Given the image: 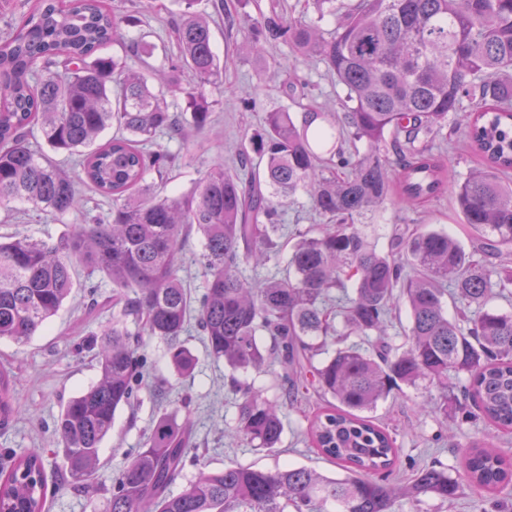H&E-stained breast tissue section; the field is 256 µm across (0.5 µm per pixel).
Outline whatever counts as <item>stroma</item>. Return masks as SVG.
Here are the masks:
<instances>
[{"label": "stroma", "mask_w": 512, "mask_h": 512, "mask_svg": "<svg viewBox=\"0 0 512 512\" xmlns=\"http://www.w3.org/2000/svg\"><path fill=\"white\" fill-rule=\"evenodd\" d=\"M159 2L160 11L143 15L140 26L130 30L131 36L143 37L152 45L149 62L156 67L165 64L174 49L173 21L177 9L175 0ZM199 7L214 15L213 47L224 61L223 84L221 88L205 90L208 99L215 102L209 128L191 133L184 140L160 137V144L173 157L169 178L160 188L165 195L187 191L215 162L236 166L244 136L260 128L266 112L285 108L300 117L316 110L338 114L343 111L342 90L322 61L303 56L283 43H268L262 53H253L243 30L229 26L225 15L214 13L213 0H201ZM246 99L252 101V109L243 108ZM434 149L454 177L483 165L458 133L436 139ZM77 195V209L57 221L44 219L39 212L17 202L0 205V234L18 231L35 238L57 237L72 225L82 223L85 212L97 214L108 208L106 200L85 186H78ZM404 224L443 228L462 244L470 242L469 228L449 193L410 207L398 199H389L370 216L367 231L378 249L384 251L395 227ZM92 285L103 302L93 312L86 307L88 288ZM111 293L112 284L105 276H90L85 269H78L71 297L39 335L22 346L0 342V363L10 365L16 375L15 412L0 425V453L21 455L33 448L43 453L51 488L48 512H103V504L112 494L114 478L126 465L128 453L140 446L154 418L180 407L185 397L190 400L193 448L181 476L171 484L170 493H179L187 480L202 469L236 464L258 468L294 464L337 474L335 465L304 443L307 419L321 401L319 393L313 390L298 388L293 404L284 407V432L278 448L257 450L236 438L238 399L224 384L229 369L208 356L199 332L193 328L183 339L195 357V367L191 377L184 380L176 379L172 373L163 343L143 336L141 352L165 389L163 398H156L153 389L141 388L137 403L118 412L112 432L102 444L100 465L89 487L66 486L55 423L65 403L98 379L93 353L86 350L85 344L110 322L112 311L104 302ZM438 396L433 387H406L379 404L375 416L393 432L399 448V460L388 477L390 483L407 484L416 469L426 465H437L451 473L459 471L462 458L458 443L482 438L481 420L468 417L462 407L449 408L444 414L436 411ZM510 505L512 494L490 498L468 493L445 504L435 498L424 499L419 510L498 512L499 507Z\"/></svg>", "instance_id": "35a3bbf8"}]
</instances>
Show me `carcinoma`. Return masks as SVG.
<instances>
[{
    "mask_svg": "<svg viewBox=\"0 0 512 512\" xmlns=\"http://www.w3.org/2000/svg\"><path fill=\"white\" fill-rule=\"evenodd\" d=\"M178 3V53L159 70L129 66L152 48L130 39L139 19L116 15L112 0H32L0 38V204L25 202L58 220L77 207L78 182L110 200L107 213L87 214L56 239L0 236V341L24 345L45 328L71 296L75 264L112 282V322L95 341L99 378L56 420L67 480L88 485L117 411L143 381L141 344L129 323L162 341L171 369L187 376L195 359L180 336L193 320L210 356L235 372L266 362L264 333L285 370L310 373L327 401L308 434L344 475L228 466L200 472L174 495L169 486L191 450L192 424L163 413L119 474L105 512H325L329 505L402 512L404 501L419 512L426 497L448 502L511 490L512 461L476 441L457 445L464 467L455 476L426 466L406 485L384 482L395 439L367 413L402 385L427 384L440 389L443 414L468 400L489 429H512V313L489 306L494 289L512 287V0H312L308 20L286 16L276 3L256 18L235 19L257 53L282 42L324 61L345 91L344 120L332 112H307L300 122L284 108L267 112L241 152H254L260 164L241 165L243 173L215 165L188 191L164 196L155 179H164L171 154L158 137L182 139L212 122V102L183 91L179 78L188 72L216 89L224 73L210 16L197 0ZM111 46L121 53H106ZM178 93L185 100L179 114L168 101ZM460 113L470 146L486 162L453 185L472 248L443 229L407 228L388 252L378 251L363 219L395 191L408 206L447 192L448 168L432 146L448 116ZM36 132L52 150L77 157V176L32 148ZM300 192L323 227L297 235L285 276L249 282L241 262H266L281 232L278 205ZM192 230L204 239L200 295L177 275ZM349 283L354 296L337 317L326 301ZM450 288L460 303L454 318L445 302ZM400 300L410 325L397 344L387 327ZM13 384L1 369L3 420L14 411ZM231 385L240 395L238 438L276 448L281 403L234 377ZM46 502L41 452L5 455L0 512H46Z\"/></svg>",
    "mask_w": 512,
    "mask_h": 512,
    "instance_id": "carcinoma-1",
    "label": "carcinoma"
}]
</instances>
